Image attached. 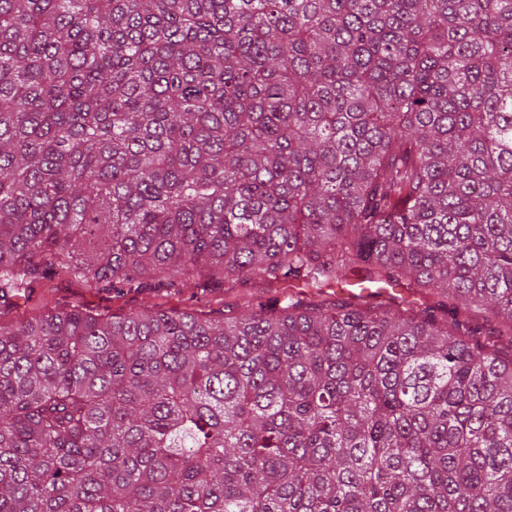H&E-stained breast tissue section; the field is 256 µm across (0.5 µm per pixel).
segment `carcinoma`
I'll list each match as a JSON object with an SVG mask.
<instances>
[{
    "label": "carcinoma",
    "mask_w": 512,
    "mask_h": 512,
    "mask_svg": "<svg viewBox=\"0 0 512 512\" xmlns=\"http://www.w3.org/2000/svg\"><path fill=\"white\" fill-rule=\"evenodd\" d=\"M58 275L148 302L0 324V512H512V0H0ZM202 288H183L181 293L158 296L156 302L164 308H174L188 312L209 311L224 308V293L203 292Z\"/></svg>",
    "instance_id": "cac0c4a2"
}]
</instances>
